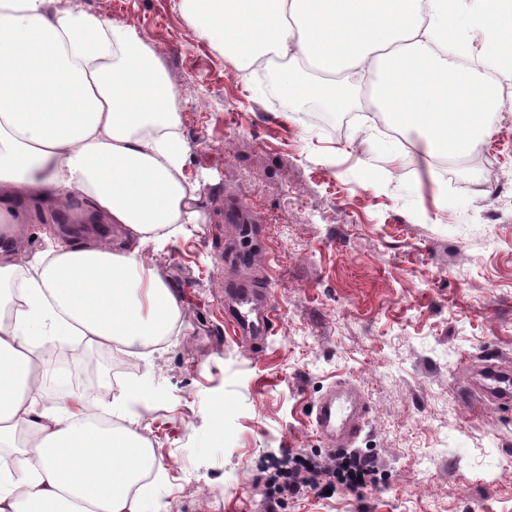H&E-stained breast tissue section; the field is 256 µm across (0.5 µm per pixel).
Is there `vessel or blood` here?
I'll return each mask as SVG.
<instances>
[{
	"label": "vessel or blood",
	"instance_id": "b4317fda",
	"mask_svg": "<svg viewBox=\"0 0 512 512\" xmlns=\"http://www.w3.org/2000/svg\"><path fill=\"white\" fill-rule=\"evenodd\" d=\"M224 293L229 300L226 319L241 340L252 346L271 335L275 307L269 289L239 276L229 279ZM368 411L369 403L357 388L336 383L316 405L315 430L333 446L351 447L363 430Z\"/></svg>",
	"mask_w": 512,
	"mask_h": 512
}]
</instances>
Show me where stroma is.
Segmentation results:
<instances>
[{"instance_id":"obj_1","label":"stroma","mask_w":512,"mask_h":512,"mask_svg":"<svg viewBox=\"0 0 512 512\" xmlns=\"http://www.w3.org/2000/svg\"><path fill=\"white\" fill-rule=\"evenodd\" d=\"M63 7L128 23L155 51L178 91L179 134L194 217L164 244L142 250L146 269L179 304L173 335L129 352L131 373L98 400L116 404L152 388L132 408L161 465L160 512H267L276 467L288 454L330 457L313 408L332 385L355 384L370 413L355 445L375 460L376 483L360 493L287 498L282 512H512V405L460 382L494 363L512 369V122L485 144L498 176L478 186L476 153L405 172L420 142L391 139L372 119L368 85L308 121L313 98L277 105L190 26L183 0H62ZM235 197L265 227L276 320L256 350L224 318V243ZM22 259L56 230L119 240L90 223L86 201L19 208Z\"/></svg>"}]
</instances>
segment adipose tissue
Returning <instances> with one entry per match:
<instances>
[{
    "label": "adipose tissue",
    "mask_w": 512,
    "mask_h": 512,
    "mask_svg": "<svg viewBox=\"0 0 512 512\" xmlns=\"http://www.w3.org/2000/svg\"><path fill=\"white\" fill-rule=\"evenodd\" d=\"M51 0H0V223L17 196L61 207L80 197L95 221L125 230L116 244L71 239L19 273L0 256V288L22 307L0 325V512H159L142 478L156 466L135 421L106 420L90 393L46 401L53 376L39 343L80 337L133 350L172 335V290L140 249L175 237L188 218L177 92L129 24L50 9ZM187 23L240 70L277 65V86L335 104L336 76L368 73L394 124L426 139L422 161H457L490 129L494 83L454 68L469 29L484 62L512 73V0H184ZM28 437L18 445V433Z\"/></svg>",
    "instance_id": "adipose-tissue-1"
}]
</instances>
